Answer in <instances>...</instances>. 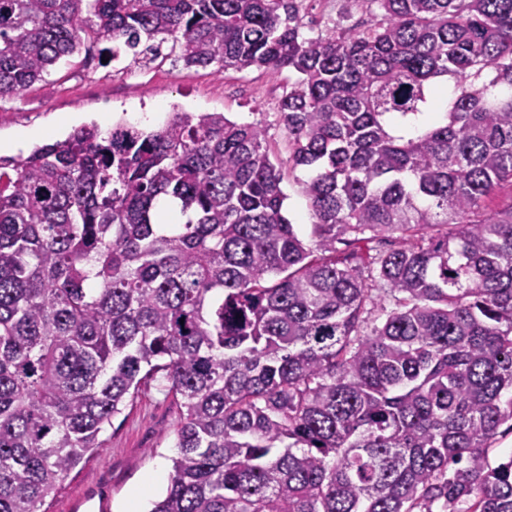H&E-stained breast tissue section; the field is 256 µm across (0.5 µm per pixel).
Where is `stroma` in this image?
I'll list each match as a JSON object with an SVG mask.
<instances>
[{"label": "stroma", "instance_id": "35a3bbf8", "mask_svg": "<svg viewBox=\"0 0 512 512\" xmlns=\"http://www.w3.org/2000/svg\"><path fill=\"white\" fill-rule=\"evenodd\" d=\"M301 33L311 38L329 30L343 34L369 18L367 0H296ZM287 75L265 70L175 67L170 62L117 69L99 53L57 66L22 96L0 100V155H27L34 147L64 140L83 125L108 131L118 122L150 130L170 112H222L240 123L276 124ZM180 408L173 397L150 391L130 398L102 435L101 448L88 453L48 497L46 512H74L82 501L103 502L107 512H125L133 492L149 512L168 483L145 485L147 474L171 471L174 429Z\"/></svg>", "mask_w": 512, "mask_h": 512}]
</instances>
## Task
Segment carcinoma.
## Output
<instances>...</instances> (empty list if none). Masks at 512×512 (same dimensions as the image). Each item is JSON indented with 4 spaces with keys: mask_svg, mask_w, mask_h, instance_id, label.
I'll list each match as a JSON object with an SVG mask.
<instances>
[{
    "mask_svg": "<svg viewBox=\"0 0 512 512\" xmlns=\"http://www.w3.org/2000/svg\"><path fill=\"white\" fill-rule=\"evenodd\" d=\"M370 2L306 39L293 0H0V100L100 43L298 74L286 163L222 112L0 156V512H45L152 381L181 415L150 512H512V202L483 208L512 184V0ZM283 191L288 199L285 201L286 215L289 220L296 224L295 227L300 236L305 240H310L311 223L309 220V211L305 197L302 195L299 185L293 178L285 179L282 184Z\"/></svg>",
    "mask_w": 512,
    "mask_h": 512,
    "instance_id": "obj_1",
    "label": "carcinoma"
}]
</instances>
